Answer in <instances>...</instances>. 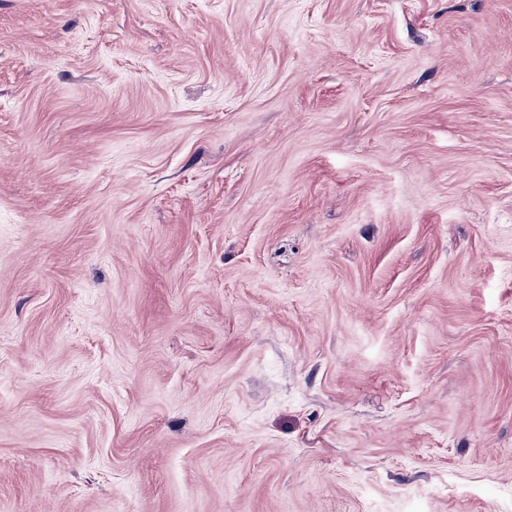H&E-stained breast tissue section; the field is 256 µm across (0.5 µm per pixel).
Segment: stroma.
<instances>
[{
    "instance_id": "1",
    "label": "stroma",
    "mask_w": 512,
    "mask_h": 512,
    "mask_svg": "<svg viewBox=\"0 0 512 512\" xmlns=\"http://www.w3.org/2000/svg\"><path fill=\"white\" fill-rule=\"evenodd\" d=\"M512 0H0V512H512Z\"/></svg>"
}]
</instances>
